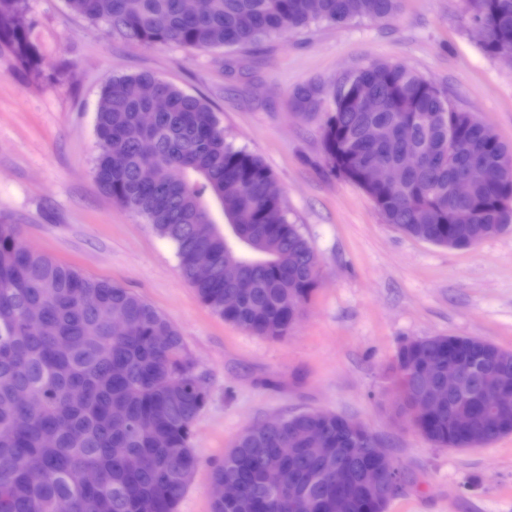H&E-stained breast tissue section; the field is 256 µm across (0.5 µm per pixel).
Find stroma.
Returning a JSON list of instances; mask_svg holds the SVG:
<instances>
[{
    "mask_svg": "<svg viewBox=\"0 0 512 512\" xmlns=\"http://www.w3.org/2000/svg\"><path fill=\"white\" fill-rule=\"evenodd\" d=\"M42 65L0 49V224L27 248L120 285L180 331L209 401L193 427L201 465L176 512H211L210 468L246 428L303 410L369 428L407 483L387 512H512V435L486 448L434 447L396 415L389 365L405 342L473 336L512 350V230L467 250L385 223L372 199L330 171L321 116L292 92L375 60L406 63L512 144V62L487 56L466 0H403L386 21L315 23L246 52L120 40L66 0H26ZM149 72L204 99L228 142L261 157L318 259L320 284L288 335L224 321L183 278L174 244L104 194L92 174L100 92Z\"/></svg>",
    "mask_w": 512,
    "mask_h": 512,
    "instance_id": "1",
    "label": "stroma"
}]
</instances>
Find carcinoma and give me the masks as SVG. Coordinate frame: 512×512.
I'll list each match as a JSON object with an SVG mask.
<instances>
[{"label": "carcinoma", "instance_id": "carcinoma-1", "mask_svg": "<svg viewBox=\"0 0 512 512\" xmlns=\"http://www.w3.org/2000/svg\"><path fill=\"white\" fill-rule=\"evenodd\" d=\"M76 14L104 22L112 35L144 45L176 43L205 51L248 48L272 34L314 22L343 25L354 19L387 20L401 0H210L198 13L191 0H66ZM479 26V44L494 56L512 48V0H468ZM0 48L31 72L38 51L24 0H0ZM373 98L350 104L333 99L321 128L331 171L349 181L363 168L399 163L414 152L419 167L403 182L368 187L384 221L439 246L462 249L474 235L512 229V214L499 206L512 193L497 162L512 156L492 128L474 113L456 109L441 92L402 63L376 61L351 74ZM97 113V184L120 205L142 216L171 240L183 276L214 314L248 332L280 339L290 330V305L303 306L313 292L317 259L282 198L270 195L273 176L255 154L226 143L224 130L202 99L152 74L116 76L103 86ZM300 115L322 108L320 89L297 87ZM152 139L153 152L141 150ZM155 170L151 182L140 171ZM487 167L472 196L450 187L471 168ZM12 224L0 225V512H54L67 498L72 512H175L199 466L193 424L208 389L195 372L175 325L152 304L122 286L32 252ZM209 250L214 264H194ZM121 315L127 332L113 337L87 297ZM465 366L459 392L448 401L465 409L468 427L443 418L429 425L438 448L490 446L512 434V410L493 411L481 395L491 375L512 387V351L470 336H427L403 344L390 370L394 382L425 360ZM27 387L43 399L32 412L14 398ZM322 425L327 447L311 448L307 435ZM125 448L128 457H116ZM368 443L336 420V414L301 412L242 433L211 481L234 482L237 497L211 502V512H386L388 504L359 483L370 461ZM96 470L93 484L83 481ZM288 471L292 493L265 478Z\"/></svg>", "mask_w": 512, "mask_h": 512}]
</instances>
